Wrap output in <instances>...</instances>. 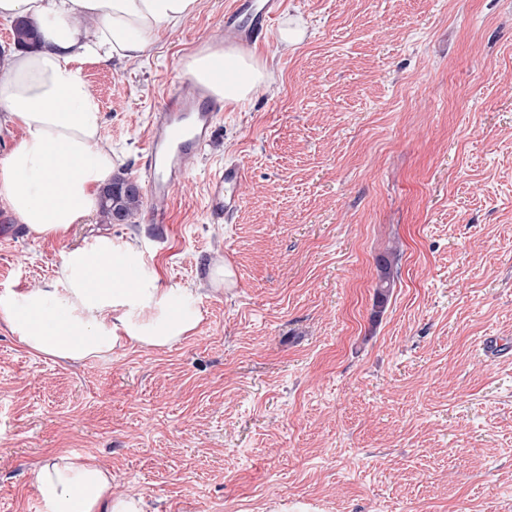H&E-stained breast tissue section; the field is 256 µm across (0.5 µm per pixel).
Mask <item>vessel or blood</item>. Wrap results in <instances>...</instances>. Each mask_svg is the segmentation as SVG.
<instances>
[{
  "label": "vessel or blood",
  "mask_w": 512,
  "mask_h": 512,
  "mask_svg": "<svg viewBox=\"0 0 512 512\" xmlns=\"http://www.w3.org/2000/svg\"><path fill=\"white\" fill-rule=\"evenodd\" d=\"M282 0H233L224 13V33L241 44L264 38L279 15ZM220 107L207 96L205 88L184 93L168 88L162 105L153 112L151 133L141 153L152 223L166 221V208L177 186L187 175L186 161L214 137ZM244 168L229 162L210 175L206 211L218 220H231L240 202Z\"/></svg>",
  "instance_id": "obj_1"
}]
</instances>
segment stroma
<instances>
[{
  "label": "stroma",
  "instance_id": "35a3bbf8",
  "mask_svg": "<svg viewBox=\"0 0 512 512\" xmlns=\"http://www.w3.org/2000/svg\"><path fill=\"white\" fill-rule=\"evenodd\" d=\"M230 2L200 0L142 60L84 65L124 177ZM254 50L274 84L224 106L166 223L93 214L50 240L0 201V290L133 232L204 311L173 347L76 365L0 325V512H39L32 467L59 453L151 512H512V0H283ZM227 160L246 172L229 224L205 210ZM219 255L236 283L204 290Z\"/></svg>",
  "mask_w": 512,
  "mask_h": 512
}]
</instances>
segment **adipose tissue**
I'll return each instance as SVG.
<instances>
[{
    "instance_id": "ef3b65f1",
    "label": "adipose tissue",
    "mask_w": 512,
    "mask_h": 512,
    "mask_svg": "<svg viewBox=\"0 0 512 512\" xmlns=\"http://www.w3.org/2000/svg\"><path fill=\"white\" fill-rule=\"evenodd\" d=\"M198 0H0V19L37 23L39 50L0 59V126L23 131L0 164V196L45 239L67 237L98 207L123 160L101 138L100 105L82 66L143 57L161 29L186 23ZM94 30H87L88 21ZM227 66L229 78L212 79ZM217 99L246 102L273 77L254 54L204 47L181 66ZM60 284L0 292V323L37 355L78 364L129 346L169 348L204 318L195 289L162 282L131 239L99 235L63 253ZM43 512H148L142 495L112 489V474L67 453L38 462Z\"/></svg>"
}]
</instances>
